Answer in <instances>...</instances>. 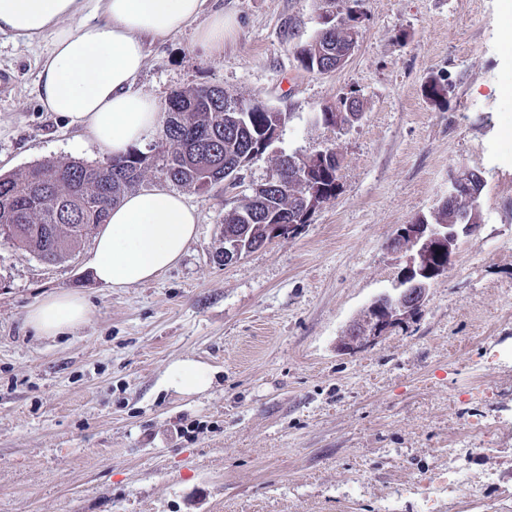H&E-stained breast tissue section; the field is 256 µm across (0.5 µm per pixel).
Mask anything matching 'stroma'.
I'll return each mask as SVG.
<instances>
[{"label":"stroma","instance_id":"35a3bbf8","mask_svg":"<svg viewBox=\"0 0 512 512\" xmlns=\"http://www.w3.org/2000/svg\"><path fill=\"white\" fill-rule=\"evenodd\" d=\"M220 2L236 24L223 54L200 57L184 29L149 43L137 85L162 102L213 86L262 102L285 113L281 138L238 186L184 189L196 235L150 282H97L89 239L55 264L0 242V512H512V13L504 0H363L350 58L318 73L294 47L316 36L321 0ZM46 49L0 36V174L106 157L41 109ZM353 92L360 119L325 123ZM327 148L335 198L225 261L224 214L276 155ZM468 171L484 180L482 222L421 311L338 353L403 273L398 229ZM56 290L83 293L92 314L36 335L26 311ZM178 360L207 366L210 388L168 389ZM452 448L467 449L479 500L434 498Z\"/></svg>","mask_w":512,"mask_h":512}]
</instances>
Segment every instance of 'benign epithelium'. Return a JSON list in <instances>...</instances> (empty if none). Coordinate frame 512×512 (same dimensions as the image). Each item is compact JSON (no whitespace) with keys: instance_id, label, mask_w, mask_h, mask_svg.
Returning a JSON list of instances; mask_svg holds the SVG:
<instances>
[{"instance_id":"obj_1","label":"benign epithelium","mask_w":512,"mask_h":512,"mask_svg":"<svg viewBox=\"0 0 512 512\" xmlns=\"http://www.w3.org/2000/svg\"><path fill=\"white\" fill-rule=\"evenodd\" d=\"M326 153L318 151L297 161L289 159L295 172L312 171L322 163ZM475 228L473 224H405L392 242V248L405 253L406 266L397 287L377 295L360 318L353 321L336 343L340 353H352L376 343L398 323L416 314L424 305L429 288L430 272L423 268V254L433 247L448 248L453 255L462 234Z\"/></svg>"}]
</instances>
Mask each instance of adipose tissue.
<instances>
[{"mask_svg": "<svg viewBox=\"0 0 512 512\" xmlns=\"http://www.w3.org/2000/svg\"><path fill=\"white\" fill-rule=\"evenodd\" d=\"M206 0H0V35L48 40L36 91L45 111L82 129L103 150L121 155L159 134L164 111L140 90L146 42L195 24L194 51H224L233 22ZM198 214L183 195L158 184L130 192L97 232L91 267L111 288H128L173 267L196 234ZM92 307L78 291L60 290L34 302L28 325L59 336L86 322Z\"/></svg>", "mask_w": 512, "mask_h": 512, "instance_id": "1", "label": "adipose tissue"}]
</instances>
